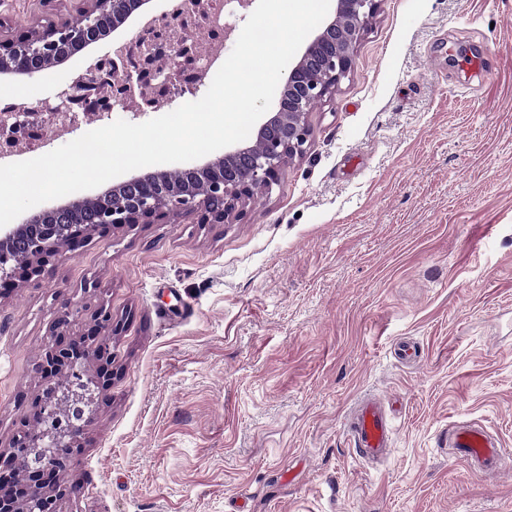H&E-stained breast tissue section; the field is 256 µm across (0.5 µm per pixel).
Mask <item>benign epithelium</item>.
Listing matches in <instances>:
<instances>
[{"mask_svg": "<svg viewBox=\"0 0 512 512\" xmlns=\"http://www.w3.org/2000/svg\"><path fill=\"white\" fill-rule=\"evenodd\" d=\"M141 0H93L73 19L33 28L12 39L0 38V64L27 76L43 71L58 57L73 54L102 37L110 16L129 12ZM379 0H336V14L312 41L299 62L287 75L284 87L288 97L275 103V115L261 125L256 144L238 148L224 158L204 166L186 164L157 178L146 172L126 182L120 195H101L85 205L50 208L44 220H25L21 225L0 227V283L9 282L16 270L33 266L45 254L62 246H74L82 234L123 224H148L166 212L191 206L204 208L203 222L221 224L240 215L238 204L258 193H268L278 184L287 156L304 152L310 128V111L331 97L352 69L356 44L368 29L378 10ZM169 26L161 17L143 27L134 40L148 49L147 60L166 58L168 75L159 80L164 102L193 89L181 82L176 70L182 59L196 55L194 44L181 43L166 54L156 48V35ZM112 66L104 61L89 73L76 78L58 94L54 111L61 114L67 132L80 121L92 122L109 116L112 107L94 98L93 88L112 86ZM49 104L0 111V136L15 140L27 138L39 127ZM112 330V312L100 310L85 338L66 340L55 336L45 362L39 367L47 385L35 421L19 431L10 451L0 450V465L10 474H19L15 486L0 482V512H58V504L76 487L49 481L66 469V462L85 422V372L94 360L97 384L112 385V354L106 332Z\"/></svg>", "mask_w": 512, "mask_h": 512, "instance_id": "1", "label": "benign epithelium"}]
</instances>
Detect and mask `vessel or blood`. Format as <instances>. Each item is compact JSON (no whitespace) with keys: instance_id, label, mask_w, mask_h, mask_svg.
<instances>
[{"instance_id":"b4317fda","label":"vessel or blood","mask_w":512,"mask_h":512,"mask_svg":"<svg viewBox=\"0 0 512 512\" xmlns=\"http://www.w3.org/2000/svg\"><path fill=\"white\" fill-rule=\"evenodd\" d=\"M345 430L357 454L366 461L389 456L394 425L380 403L361 399L345 420ZM458 457L469 460L476 476L506 466L507 461L486 432L473 425L456 426L448 437Z\"/></svg>"}]
</instances>
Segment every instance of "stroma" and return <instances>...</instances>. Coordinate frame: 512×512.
<instances>
[{"label":"stroma","mask_w":512,"mask_h":512,"mask_svg":"<svg viewBox=\"0 0 512 512\" xmlns=\"http://www.w3.org/2000/svg\"><path fill=\"white\" fill-rule=\"evenodd\" d=\"M76 7L0 0L10 36ZM142 22L0 73V102L54 100ZM308 123L239 218L92 232L0 290L2 450L39 409L63 305L67 335L104 307L118 324L60 512H512V470L448 459L462 421L512 457V0H381ZM364 397L394 418L373 463L344 431Z\"/></svg>","instance_id":"1"}]
</instances>
